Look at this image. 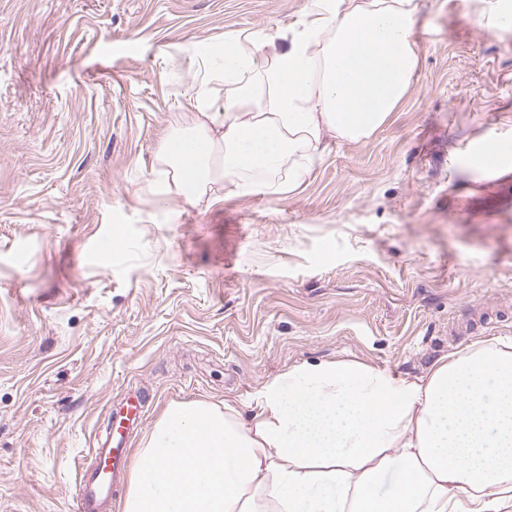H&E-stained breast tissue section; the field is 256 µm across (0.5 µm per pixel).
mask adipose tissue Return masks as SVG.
Returning <instances> with one entry per match:
<instances>
[{
  "label": "adipose tissue",
  "instance_id": "ef3b65f1",
  "mask_svg": "<svg viewBox=\"0 0 512 512\" xmlns=\"http://www.w3.org/2000/svg\"><path fill=\"white\" fill-rule=\"evenodd\" d=\"M419 0H310L270 37L239 30L189 64L193 112L158 156L184 198L283 194L332 145L365 142L409 93ZM224 81V98L211 93ZM122 512H512V339L408 379L354 359L232 404H170L136 454Z\"/></svg>",
  "mask_w": 512,
  "mask_h": 512
}]
</instances>
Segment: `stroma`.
<instances>
[{
	"instance_id": "35a3bbf8",
	"label": "stroma",
	"mask_w": 512,
	"mask_h": 512,
	"mask_svg": "<svg viewBox=\"0 0 512 512\" xmlns=\"http://www.w3.org/2000/svg\"><path fill=\"white\" fill-rule=\"evenodd\" d=\"M308 0H0V512H73L66 490L127 390L140 448L172 402L249 417L292 366L359 357L416 378L512 336V0H422L410 93L365 143L286 195L191 204L158 154L188 64L274 35ZM120 225L123 250L96 240ZM474 154L492 168H507L510 160L501 149L498 138L491 136L478 142L473 148Z\"/></svg>"
}]
</instances>
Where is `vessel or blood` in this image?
I'll use <instances>...</instances> for the list:
<instances>
[{"mask_svg":"<svg viewBox=\"0 0 512 512\" xmlns=\"http://www.w3.org/2000/svg\"><path fill=\"white\" fill-rule=\"evenodd\" d=\"M473 152L490 167L512 165L496 137L478 142ZM144 416L143 400L137 393L125 396L120 406L112 409L105 433L94 442V466L82 469L75 485L68 489L75 512H111L117 478L129 466L128 441L142 426Z\"/></svg>","mask_w":512,"mask_h":512,"instance_id":"1","label":"vessel or blood"}]
</instances>
